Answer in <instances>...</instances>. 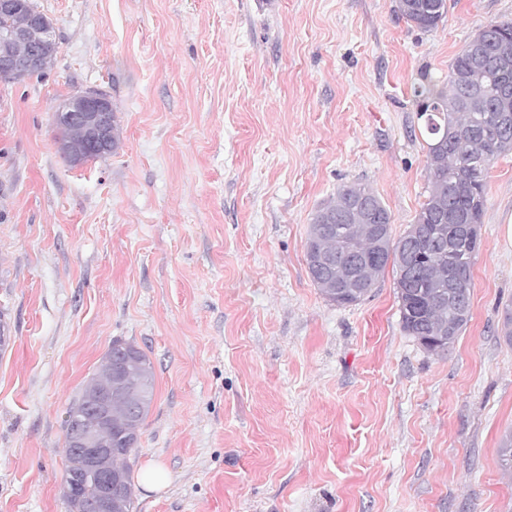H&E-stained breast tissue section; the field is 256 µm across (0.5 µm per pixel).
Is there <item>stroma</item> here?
<instances>
[{
	"label": "stroma",
	"mask_w": 512,
	"mask_h": 512,
	"mask_svg": "<svg viewBox=\"0 0 512 512\" xmlns=\"http://www.w3.org/2000/svg\"><path fill=\"white\" fill-rule=\"evenodd\" d=\"M57 53L0 80V512H69L65 412L113 339L154 397L134 512H512V153L488 169L467 326L403 332L396 273L341 307L308 273L318 204L372 188L393 236L428 195L412 88L512 0H35ZM95 88L118 149L70 165L54 113ZM396 12L406 22L428 31L447 13L446 0H396Z\"/></svg>",
	"instance_id": "35a3bbf8"
}]
</instances>
